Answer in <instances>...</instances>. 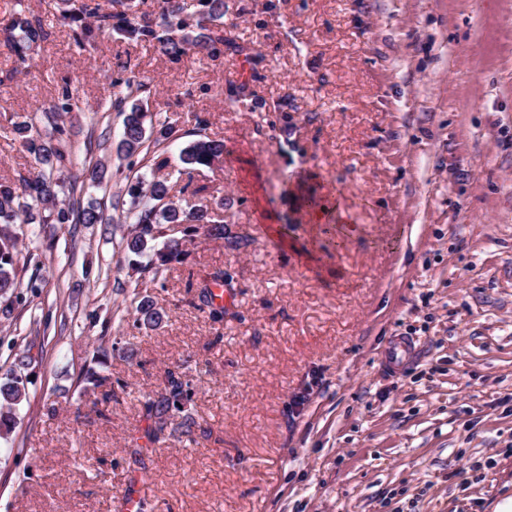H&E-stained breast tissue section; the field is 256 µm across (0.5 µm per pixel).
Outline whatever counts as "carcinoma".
<instances>
[{
    "label": "carcinoma",
    "mask_w": 512,
    "mask_h": 512,
    "mask_svg": "<svg viewBox=\"0 0 512 512\" xmlns=\"http://www.w3.org/2000/svg\"><path fill=\"white\" fill-rule=\"evenodd\" d=\"M133 0H61V16L74 24L72 37L81 48L93 45L100 34L116 32L130 39L153 44L162 54L179 60L190 53H202L213 61L224 55V48L234 47L245 55L253 65L259 55L246 51L230 36L224 27V0H196L198 10L189 12L184 0H163L160 20L151 18L147 12L133 10ZM20 9L14 12L4 34L14 48L18 65L24 67L31 60L34 48L47 41L49 31L44 21L31 13L24 0H17ZM228 99L243 97L250 93L248 80L224 78ZM119 88L115 105L124 114L122 138L117 148L120 157L128 159V171L134 176H125L126 195L130 207L126 219L131 228L123 238L124 249L129 255L147 257L145 265L131 264L139 273L151 275V281L164 283L165 275L176 264L185 263L189 252L184 243L187 239L203 233L210 239H224V215L216 209L198 204L182 206L180 198L173 194L175 187L180 192L192 189V195L207 192L208 186H192V182L180 185L183 176L195 171L209 169L224 158V140L213 139L206 133V121L197 120L193 139L187 141L172 156L168 143L177 139L175 126L157 115L148 112L136 99V94L145 84L129 77L111 83ZM75 105V95L70 84H65L47 107L43 108L47 120L52 122V131L42 133L33 123L20 121L13 124V132L25 151L32 157L37 173L22 177L18 182L0 181V224H108L111 218L102 204L82 205L76 196L75 187H66L62 178L63 169L70 163V154L64 140L65 128L55 117L70 112ZM139 157L142 167L148 172L135 170L133 157ZM185 225L176 236L171 230L176 225ZM43 252L34 247L21 252L18 237L8 231L0 233V318L6 320L15 312V289L17 270L30 264L40 266ZM230 275L219 270L211 274L210 282L198 294L199 307L211 308L215 320L224 319V307L214 306L210 283L226 284ZM136 318L134 325L150 329L160 327L168 318L167 310L157 306L149 295L134 293L131 301ZM189 382L182 374L167 371L164 393L148 402L147 415L154 426L150 435L160 439L167 427L170 412L183 410L182 402L191 400ZM26 397L24 381L10 376L0 383V431L12 427L14 408Z\"/></svg>",
    "instance_id": "1"
}]
</instances>
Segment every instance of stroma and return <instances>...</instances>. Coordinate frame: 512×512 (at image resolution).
Wrapping results in <instances>:
<instances>
[{"label":"stroma","mask_w":512,"mask_h":512,"mask_svg":"<svg viewBox=\"0 0 512 512\" xmlns=\"http://www.w3.org/2000/svg\"><path fill=\"white\" fill-rule=\"evenodd\" d=\"M21 70L0 40V178L34 172L14 121L63 84L77 96L67 183L119 201L123 115L108 86L188 133L223 140L194 174L226 235L196 237L165 286L133 276L128 225L51 227L37 284L20 272L0 321V378L26 398L0 435V512H494L512 497V0H226L259 52L254 94L228 105L222 62L173 61L112 33L78 47L59 0ZM103 164L101 183L86 179ZM321 199L324 218L310 210ZM229 271L224 319L189 285ZM170 317L134 326V293ZM105 381L87 387L96 348ZM186 372L197 421L150 443L146 404ZM138 485H130L131 474Z\"/></svg>","instance_id":"stroma-1"}]
</instances>
